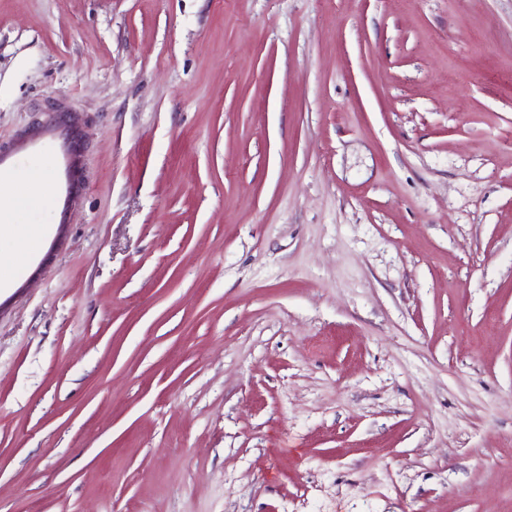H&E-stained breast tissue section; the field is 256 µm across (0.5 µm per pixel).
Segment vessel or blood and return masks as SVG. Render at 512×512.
Instances as JSON below:
<instances>
[{
    "mask_svg": "<svg viewBox=\"0 0 512 512\" xmlns=\"http://www.w3.org/2000/svg\"><path fill=\"white\" fill-rule=\"evenodd\" d=\"M43 159L54 173L61 223H68L82 188L80 140L67 124L52 123L26 133L16 147L0 151V173L12 171L20 157Z\"/></svg>",
    "mask_w": 512,
    "mask_h": 512,
    "instance_id": "obj_1",
    "label": "vessel or blood"
}]
</instances>
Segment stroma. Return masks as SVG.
I'll return each instance as SVG.
<instances>
[{"instance_id": "35a3bbf8", "label": "stroma", "mask_w": 512, "mask_h": 512, "mask_svg": "<svg viewBox=\"0 0 512 512\" xmlns=\"http://www.w3.org/2000/svg\"><path fill=\"white\" fill-rule=\"evenodd\" d=\"M61 103L0 512H512V0H0Z\"/></svg>"}]
</instances>
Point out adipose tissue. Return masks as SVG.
Wrapping results in <instances>:
<instances>
[{"instance_id":"ef3b65f1","label":"adipose tissue","mask_w":512,"mask_h":512,"mask_svg":"<svg viewBox=\"0 0 512 512\" xmlns=\"http://www.w3.org/2000/svg\"><path fill=\"white\" fill-rule=\"evenodd\" d=\"M8 179L16 184L17 194L0 198V288L10 287L25 270L46 234L42 219L54 205L47 191L53 175L45 165L23 175L9 174Z\"/></svg>"}]
</instances>
